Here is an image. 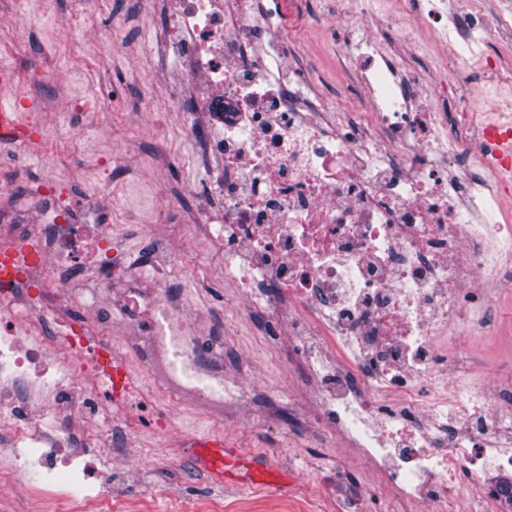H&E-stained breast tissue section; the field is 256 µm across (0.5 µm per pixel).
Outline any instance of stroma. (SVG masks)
<instances>
[{"label":"stroma","instance_id":"stroma-1","mask_svg":"<svg viewBox=\"0 0 512 512\" xmlns=\"http://www.w3.org/2000/svg\"><path fill=\"white\" fill-rule=\"evenodd\" d=\"M332 3L286 0L280 49L316 111L348 113L362 108V95L341 60ZM164 25L155 0H0V58L12 70L10 82L0 84V98L21 106L20 122H28L24 108L33 99L59 122L42 137L0 147V186L6 190L0 195V224L29 221L43 186L54 182L69 195L70 223L109 225L127 259L138 264L158 221L184 223L189 204L208 217L222 210L221 199L197 191L211 164L190 128L208 125L209 119L202 113L190 119L176 108L181 72L158 50ZM383 36L423 44L422 52L405 54L404 67L421 77L414 91L430 107L453 109L466 98L489 117L512 104V39L453 27L440 43L426 27L394 25ZM485 52L502 54L498 77L452 81L447 97L431 95L452 57L475 60ZM99 99L105 105L96 118L76 130L63 126L75 107ZM99 180L111 184L103 202L91 194ZM175 246L179 269L198 273L190 285L196 306L223 312L233 325L225 338L230 352L252 362L254 410L248 421L225 425L199 411L168 407L169 431L142 432L119 460L112 457L109 437L100 435L90 454L112 464L114 512H193L202 502L282 512L289 496L299 499L303 512H353L358 504L364 512H410V504L328 428L299 365L281 356V343L266 336L258 315L242 310L223 261L192 233ZM489 314L494 335L464 326L449 329L448 379L463 367L489 387L512 382L500 370L512 361V288L496 289ZM201 436L223 440L242 460H272L291 474L290 488L225 489L187 463L190 439ZM41 481L32 470L0 478V503L15 512H66L62 503L35 493Z\"/></svg>","mask_w":512,"mask_h":512}]
</instances>
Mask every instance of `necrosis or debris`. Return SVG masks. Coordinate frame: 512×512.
Listing matches in <instances>:
<instances>
[{
	"label": "necrosis or debris",
	"mask_w": 512,
	"mask_h": 512,
	"mask_svg": "<svg viewBox=\"0 0 512 512\" xmlns=\"http://www.w3.org/2000/svg\"><path fill=\"white\" fill-rule=\"evenodd\" d=\"M168 50L184 63L186 112L219 116L202 141L217 165L206 191L219 223L204 230L224 257L239 302L288 330L336 432L385 485L448 512L462 472L471 496L488 470L512 469V386L449 387L448 328L492 334L481 278L512 286L511 224L468 216L496 199L474 178L493 152L468 102L454 115L424 112L401 81L376 0H336L341 52L370 99L368 111L324 120L296 112L298 75L280 54L284 13L269 0H164ZM26 224L0 225V444L9 467L38 462L41 491L72 512L108 498L107 469L87 450L108 420L114 453L143 419L164 428L163 402L244 418L254 391L247 364L226 368L222 314L194 307L169 275L166 232L145 243L151 271L131 277L106 227L69 223L68 195L50 187ZM94 269L71 297L76 266ZM151 381L143 393L114 354ZM81 418V430L70 427ZM361 429L350 430L353 419ZM86 484L71 497L66 474Z\"/></svg>",
	"instance_id": "obj_1"
}]
</instances>
